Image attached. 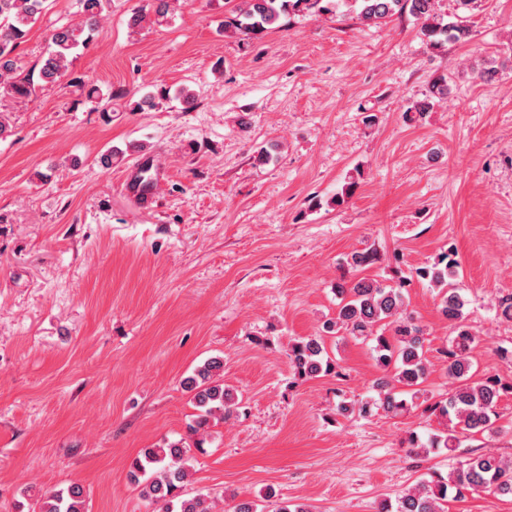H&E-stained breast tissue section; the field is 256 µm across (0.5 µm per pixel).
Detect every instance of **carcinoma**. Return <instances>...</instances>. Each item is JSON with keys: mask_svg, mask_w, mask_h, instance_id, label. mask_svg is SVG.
<instances>
[{"mask_svg": "<svg viewBox=\"0 0 512 512\" xmlns=\"http://www.w3.org/2000/svg\"><path fill=\"white\" fill-rule=\"evenodd\" d=\"M108 2L110 0H79L80 19L55 28L50 35V50L42 58L37 74L22 77L15 74L11 55L45 12L48 0H0V98H27L36 87L56 84L67 77L72 83L81 82L77 77H70V58L79 48L87 46ZM335 2L340 0H237L231 10L233 17L224 22V30L256 38L275 28L281 17L291 11L326 13ZM433 2L352 0L359 16L375 24L409 13L421 23L420 32L434 50H441L448 43L468 41L471 30L467 16L457 13L446 22L434 13ZM168 12V0H148L146 5L132 12L129 26L138 28L150 16L160 25L166 21ZM448 93V76L441 74L433 80L429 94L409 111L421 118L433 108L435 100ZM378 259L375 250L356 252L351 256L350 266L365 270ZM457 276L458 262L448 252L441 254L433 265L415 269V278L441 288L439 309L452 324L453 336L450 347L441 351L448 362L446 374L451 383L448 397L428 406L448 419V426L431 434L425 443L418 434L410 433L408 444L412 448L450 450L459 447L462 434L498 432L495 426L497 406L508 387L493 376L473 381L471 352L476 336L465 323L467 301L457 286ZM411 282L407 277L389 284L367 277L337 282L336 317L323 323L322 334L299 338L290 344L288 357L294 374L301 379L317 378L336 370L335 362L326 351L324 337L341 331L355 339L374 341L379 368L384 372L395 370L394 378L399 387L392 386L382 376L376 380L377 397L358 402L356 408L342 402L338 405L339 413L356 411L367 417L376 409L396 417L416 406L427 366L422 330L405 311V292ZM223 374L224 360L212 357L183 380L184 388L193 393L198 411L189 425V434L196 437V448L203 446L212 420H224L239 408L240 402L224 386ZM190 451L191 446L179 441L146 448L132 461L131 481L141 488L144 497L158 506V512H213L208 496L200 493L186 498L182 493L189 477ZM479 491H495L512 497V461L490 453L473 454L458 462L447 477L434 476L403 493L393 503L382 501L378 512H446L448 500L463 501L466 495ZM85 498V489L78 483L51 487L41 493L39 512H87Z\"/></svg>", "mask_w": 512, "mask_h": 512, "instance_id": "cac0c4a2", "label": "carcinoma"}]
</instances>
